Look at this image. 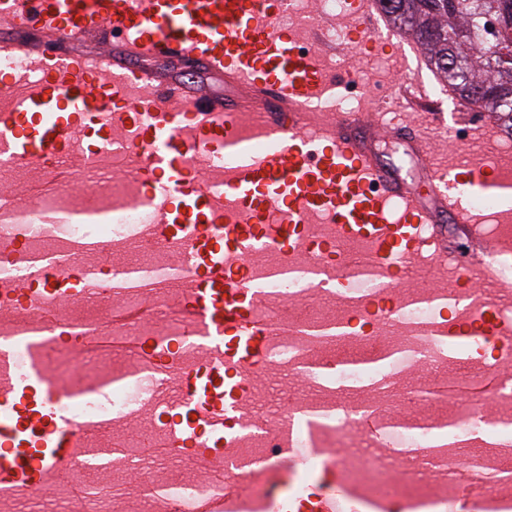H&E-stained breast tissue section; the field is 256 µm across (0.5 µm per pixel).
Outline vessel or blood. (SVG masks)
<instances>
[{"instance_id":"vessel-or-blood-1","label":"vessel or blood","mask_w":512,"mask_h":512,"mask_svg":"<svg viewBox=\"0 0 512 512\" xmlns=\"http://www.w3.org/2000/svg\"><path fill=\"white\" fill-rule=\"evenodd\" d=\"M285 6L0 0V23L36 36L0 41L34 75L21 84L0 73V97H20L0 112V153L37 173L39 195L74 186L83 152L140 156L148 207L146 223L108 250L73 240L47 262L24 225L0 238V502L68 481L97 458L109 472L136 445L159 462L180 452L209 484L188 506L157 491L161 512H399V494L352 481L335 449L318 445L319 425L346 397L325 380L345 353L397 364L354 395L355 432L378 454H393L422 397L452 395L473 402L474 418L501 417L494 399L512 387V205L490 222L474 200L512 193V183L473 156L436 158L431 122L410 112L424 97L416 82L381 107L327 111L342 82L302 41H326L339 26L369 32L376 0H343L340 17L308 29L283 27ZM88 36L105 42L96 56L65 49ZM170 60L223 79V96L160 81L154 66ZM383 134L402 141L421 184L379 155ZM135 247L164 250L167 273L127 269ZM295 274L308 275L316 297L353 293L357 303L311 326L309 304H280L271 289ZM474 288L476 309L460 310L456 296ZM92 301L106 302L119 337L42 335V325L64 326L60 307ZM172 304L174 329L164 320ZM415 307L429 316L411 318ZM16 317L26 325L6 330ZM288 344L294 354L276 361ZM59 354H119L129 373L64 380L51 370ZM145 370L146 398L121 416L65 414L64 403L125 388ZM278 379L299 392L288 407L260 409ZM413 456L432 463L439 484L444 445ZM313 457L322 463L297 493ZM455 486L454 499L430 496L431 512H512L511 493L487 491L469 472L457 471Z\"/></svg>"}]
</instances>
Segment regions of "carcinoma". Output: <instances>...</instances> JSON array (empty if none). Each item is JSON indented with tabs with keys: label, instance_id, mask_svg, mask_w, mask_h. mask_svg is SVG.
<instances>
[{
	"label": "carcinoma",
	"instance_id": "1",
	"mask_svg": "<svg viewBox=\"0 0 512 512\" xmlns=\"http://www.w3.org/2000/svg\"><path fill=\"white\" fill-rule=\"evenodd\" d=\"M400 12L384 11L389 20L425 51L448 85L471 105L493 113L512 133V64L500 66L503 43L512 33V0H399ZM490 16L501 25L499 36L480 50L475 30Z\"/></svg>",
	"mask_w": 512,
	"mask_h": 512
}]
</instances>
